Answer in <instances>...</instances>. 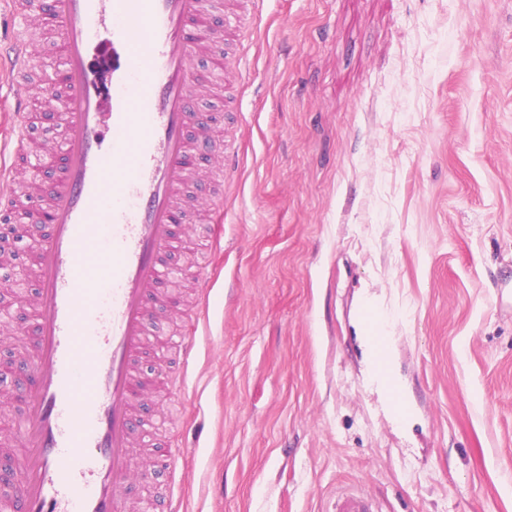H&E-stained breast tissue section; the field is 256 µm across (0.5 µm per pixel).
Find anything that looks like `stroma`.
Wrapping results in <instances>:
<instances>
[{"instance_id":"1","label":"stroma","mask_w":512,"mask_h":512,"mask_svg":"<svg viewBox=\"0 0 512 512\" xmlns=\"http://www.w3.org/2000/svg\"><path fill=\"white\" fill-rule=\"evenodd\" d=\"M246 64L196 106L236 118L224 224L178 228V314L142 371L141 500L186 512H512V0H263ZM47 229L0 207V279ZM216 273L206 318L192 288ZM412 408L390 411L361 312ZM196 332L195 365L170 344ZM25 406L0 388V464ZM187 454L165 468L158 445Z\"/></svg>"}]
</instances>
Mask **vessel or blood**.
Listing matches in <instances>:
<instances>
[{"mask_svg":"<svg viewBox=\"0 0 512 512\" xmlns=\"http://www.w3.org/2000/svg\"><path fill=\"white\" fill-rule=\"evenodd\" d=\"M12 33L0 40V85L10 93L12 130L0 140V202L17 203V157L31 100L25 77L37 0H0ZM59 62L45 108L59 107L66 137L59 174L39 184L40 206L24 219L50 227L34 257L40 288L33 356L0 365V377L36 370L18 396L25 450L20 479L0 512H127V487L146 384L137 372L156 320L162 259L197 157L212 150L218 115L196 111L207 78L223 77V0H54ZM112 46V91L90 78L87 48ZM207 53L208 77L194 59ZM63 88L56 98L55 88ZM109 104L110 124H101ZM362 320L378 362L389 338L373 307Z\"/></svg>","mask_w":512,"mask_h":512,"instance_id":"obj_1","label":"vessel or blood"}]
</instances>
